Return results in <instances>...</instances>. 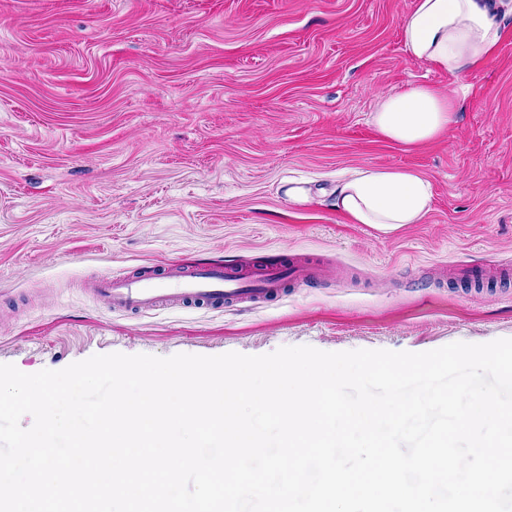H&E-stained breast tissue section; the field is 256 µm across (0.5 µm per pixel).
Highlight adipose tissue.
I'll return each mask as SVG.
<instances>
[{
    "mask_svg": "<svg viewBox=\"0 0 512 512\" xmlns=\"http://www.w3.org/2000/svg\"><path fill=\"white\" fill-rule=\"evenodd\" d=\"M511 27L512 0H414L401 21L407 52L452 78L484 61ZM460 108L457 94L415 85L380 96L372 120L385 139L410 148L442 135ZM330 198L353 223L388 234L421 223L432 194L415 170L368 167L337 181Z\"/></svg>",
    "mask_w": 512,
    "mask_h": 512,
    "instance_id": "1",
    "label": "adipose tissue"
}]
</instances>
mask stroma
<instances>
[{
	"label": "stroma",
	"mask_w": 512,
	"mask_h": 512,
	"mask_svg": "<svg viewBox=\"0 0 512 512\" xmlns=\"http://www.w3.org/2000/svg\"><path fill=\"white\" fill-rule=\"evenodd\" d=\"M412 3L0 0V364L512 339V281L444 273L512 268V29L454 81L405 51ZM412 84L464 109L406 148L370 116ZM372 166L429 181L422 223L382 235L332 208L337 177ZM172 261L328 276L221 311L114 312L91 291Z\"/></svg>",
	"instance_id": "stroma-1"
}]
</instances>
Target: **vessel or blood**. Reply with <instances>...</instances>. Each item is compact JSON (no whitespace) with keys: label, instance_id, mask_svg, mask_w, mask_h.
<instances>
[{"label":"vessel or blood","instance_id":"b4317fda","mask_svg":"<svg viewBox=\"0 0 512 512\" xmlns=\"http://www.w3.org/2000/svg\"><path fill=\"white\" fill-rule=\"evenodd\" d=\"M294 272L285 265L242 274L214 262L181 271L168 264L164 272L125 276L100 274L93 292L104 307L115 311L157 308L221 309L242 301L260 304L282 294Z\"/></svg>","mask_w":512,"mask_h":512}]
</instances>
